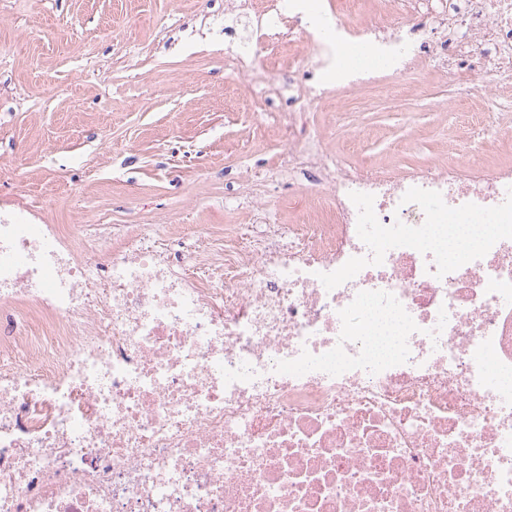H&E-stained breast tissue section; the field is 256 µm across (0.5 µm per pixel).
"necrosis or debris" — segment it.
Listing matches in <instances>:
<instances>
[{"label":"necrosis or debris","instance_id":"1","mask_svg":"<svg viewBox=\"0 0 512 512\" xmlns=\"http://www.w3.org/2000/svg\"><path fill=\"white\" fill-rule=\"evenodd\" d=\"M298 6L274 0L225 62L241 75L286 38L336 84L270 78L254 111L382 83L342 53L404 36L449 105L512 97V0L340 14L331 44ZM283 137L289 170L326 188L284 242L211 226L186 256L159 224L0 223V512H512V165L383 173L330 164L296 124Z\"/></svg>","mask_w":512,"mask_h":512}]
</instances>
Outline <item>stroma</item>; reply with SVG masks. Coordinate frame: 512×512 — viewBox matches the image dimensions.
<instances>
[{
  "instance_id": "obj_1",
  "label": "stroma",
  "mask_w": 512,
  "mask_h": 512,
  "mask_svg": "<svg viewBox=\"0 0 512 512\" xmlns=\"http://www.w3.org/2000/svg\"><path fill=\"white\" fill-rule=\"evenodd\" d=\"M244 0H0V209L16 224L302 223L316 185L278 173L288 118L330 160L377 170L447 158L466 107L439 71L415 94L386 86L289 115L287 96L250 109L232 76ZM276 75L332 86L334 69L276 47Z\"/></svg>"
}]
</instances>
